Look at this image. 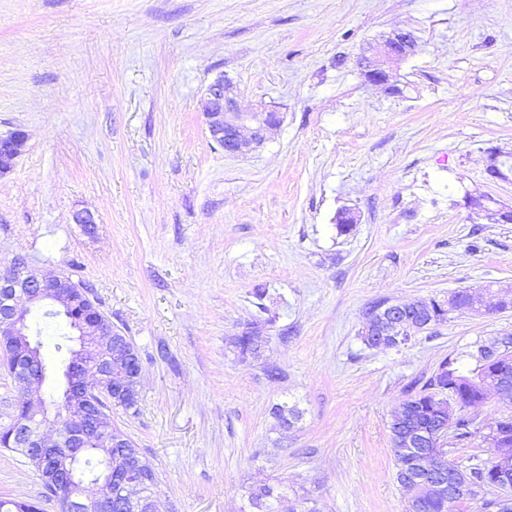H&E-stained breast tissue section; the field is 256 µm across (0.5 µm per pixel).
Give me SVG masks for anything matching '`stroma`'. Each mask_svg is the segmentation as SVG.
Segmentation results:
<instances>
[{"mask_svg": "<svg viewBox=\"0 0 512 512\" xmlns=\"http://www.w3.org/2000/svg\"><path fill=\"white\" fill-rule=\"evenodd\" d=\"M400 29L420 50L389 95L357 58ZM221 73L242 110L280 116L245 156L201 112ZM16 129L0 262L88 285L137 351L138 408L112 421L155 470L157 512H247L264 482L322 512H406L392 411L446 356L512 333V311L398 348L360 331L380 300L512 295V224L463 206L512 205V176L486 172L489 149L512 155V0H0V134ZM252 324L261 361L228 344ZM281 404L301 413L287 432ZM1 499L59 512L3 448ZM463 199L464 205L471 213L486 219L491 224H510L512 222V205L491 200L482 194L469 192Z\"/></svg>", "mask_w": 512, "mask_h": 512, "instance_id": "1", "label": "stroma"}]
</instances>
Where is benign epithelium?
I'll return each instance as SVG.
<instances>
[{
    "instance_id": "1",
    "label": "benign epithelium",
    "mask_w": 512,
    "mask_h": 512,
    "mask_svg": "<svg viewBox=\"0 0 512 512\" xmlns=\"http://www.w3.org/2000/svg\"><path fill=\"white\" fill-rule=\"evenodd\" d=\"M418 48L419 39L413 32H391L382 44L362 49L360 66L364 77L372 84L387 86L391 93L399 92L396 86L388 85L387 69L415 55ZM201 108L210 138L228 155L243 156L255 151L279 124L277 114L261 105L250 111L241 110L232 81L222 74L208 85ZM26 142L27 134L21 129L0 135L1 175L12 170ZM464 205L491 224L512 222V205L485 195L468 192ZM446 303L450 314L462 310L484 316L512 308L511 297L497 295L492 299L483 289L467 290L466 302L461 307L452 295ZM44 304L59 313L80 315L74 330L76 348L71 351L64 384L52 401L42 394L40 378L44 365L40 346L25 333L27 315ZM407 313L408 304L388 302L382 312L387 327L375 330L367 323L362 334L374 337L376 349L393 348L395 344L385 336L409 335L422 328L421 322L407 317ZM90 336H97L100 341L92 366L95 380L91 384L86 381L83 370ZM0 356L14 363L12 379L18 392L17 403L24 408V416L9 424L7 447L21 448L39 463L43 485L57 501L60 512H112V494H101V490L112 485V466H106L98 476L90 478L81 468L80 454L94 435L110 448H126L132 444L126 434L112 426V401L117 398L133 401L138 396L141 363L134 347L112 329V323L100 312L88 287L77 285L63 273L43 275L30 266L26 258L17 256L11 259L6 271H0ZM454 421L451 410L448 417L439 418L423 443L433 452L415 461L418 468L431 475L432 461H447V454L440 450L447 447L454 436ZM48 423L56 428L57 439L53 442L43 435V427ZM474 424L483 442L495 450L496 456L503 455L512 446V435L506 433L500 423L486 424L477 417ZM389 429L397 446H413L414 432L405 422L404 414H398ZM88 484L98 486L100 492L87 497ZM119 489L121 499L134 502L141 495V478H126Z\"/></svg>"
}]
</instances>
